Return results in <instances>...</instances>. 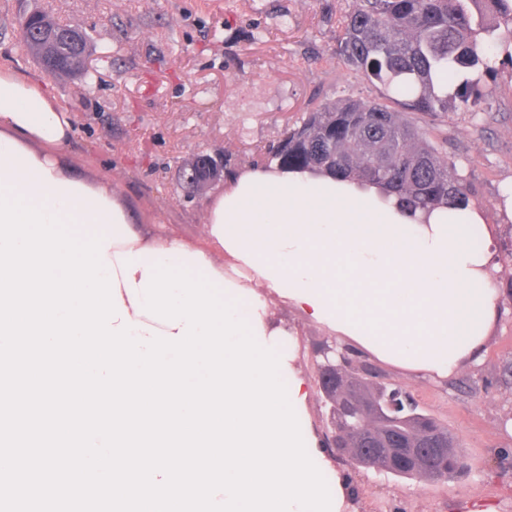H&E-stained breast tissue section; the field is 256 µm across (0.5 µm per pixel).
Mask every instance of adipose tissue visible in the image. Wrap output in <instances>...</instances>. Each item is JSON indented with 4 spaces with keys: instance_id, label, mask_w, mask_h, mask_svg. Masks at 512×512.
I'll use <instances>...</instances> for the list:
<instances>
[{
    "instance_id": "ef3b65f1",
    "label": "adipose tissue",
    "mask_w": 512,
    "mask_h": 512,
    "mask_svg": "<svg viewBox=\"0 0 512 512\" xmlns=\"http://www.w3.org/2000/svg\"><path fill=\"white\" fill-rule=\"evenodd\" d=\"M72 116L47 85L0 67V195L57 215L70 237H107L128 314L129 286L162 261L208 274L236 299L238 317L281 354L294 342L274 326L267 297L297 307L381 363L448 379L476 363L500 316L494 241L479 209L428 223L377 205L353 183L274 166L238 174L208 210L200 246L135 224L111 189L71 173L60 152ZM246 269L239 279L225 265Z\"/></svg>"
}]
</instances>
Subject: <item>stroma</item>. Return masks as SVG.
Segmentation results:
<instances>
[{
    "instance_id": "1",
    "label": "stroma",
    "mask_w": 512,
    "mask_h": 512,
    "mask_svg": "<svg viewBox=\"0 0 512 512\" xmlns=\"http://www.w3.org/2000/svg\"><path fill=\"white\" fill-rule=\"evenodd\" d=\"M345 7L346 0H0V66L47 83L70 110L76 136L62 160L75 174L108 185L148 232L200 244L215 189L187 192L179 181L185 161L203 152L243 172L263 164L268 146L318 104L377 97L333 57ZM34 11L86 30L91 87L52 77L31 57L19 22ZM490 84L492 111L452 107L414 121L471 183L493 229L503 289L512 283V216L502 201L512 185V67L501 66ZM267 305L271 319L297 335V369L314 377L330 333L277 298ZM500 305L481 361L452 380L378 367L456 436L468 472L416 482L333 458L349 481L351 512H473L481 504L512 512V380L502 379L512 361V298ZM469 380L479 395L463 389Z\"/></svg>"
}]
</instances>
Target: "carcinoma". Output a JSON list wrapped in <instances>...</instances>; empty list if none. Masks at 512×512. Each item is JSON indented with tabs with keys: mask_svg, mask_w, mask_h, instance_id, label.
<instances>
[{
	"mask_svg": "<svg viewBox=\"0 0 512 512\" xmlns=\"http://www.w3.org/2000/svg\"><path fill=\"white\" fill-rule=\"evenodd\" d=\"M338 27L337 60L378 84L379 96L322 104L288 129V148L269 147L268 162L370 186L424 223L437 209L467 208L470 182L408 115L446 112L453 99L465 111L479 104L493 110V91L483 82L498 66H512V0H349ZM354 387L376 399L393 385L362 379ZM380 425L411 439L428 426L455 442L424 413L384 416ZM428 468L440 481L465 470L451 458Z\"/></svg>",
	"mask_w": 512,
	"mask_h": 512,
	"instance_id": "cac0c4a2",
	"label": "carcinoma"
}]
</instances>
